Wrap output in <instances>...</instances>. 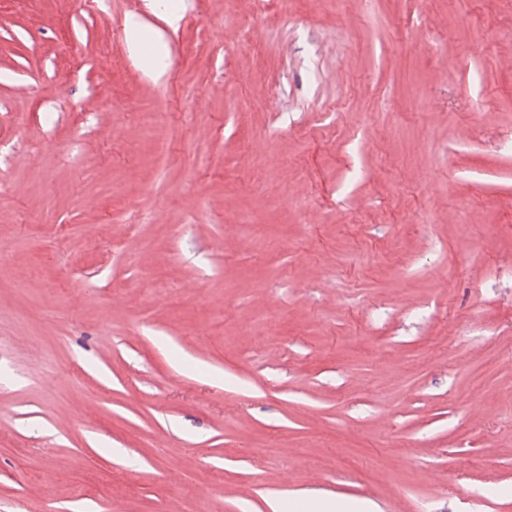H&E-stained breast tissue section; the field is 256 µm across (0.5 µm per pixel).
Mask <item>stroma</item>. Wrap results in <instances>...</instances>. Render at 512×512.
Returning <instances> with one entry per match:
<instances>
[{"label": "stroma", "mask_w": 512, "mask_h": 512, "mask_svg": "<svg viewBox=\"0 0 512 512\" xmlns=\"http://www.w3.org/2000/svg\"><path fill=\"white\" fill-rule=\"evenodd\" d=\"M287 9L0 0V512H512V0Z\"/></svg>", "instance_id": "1"}]
</instances>
